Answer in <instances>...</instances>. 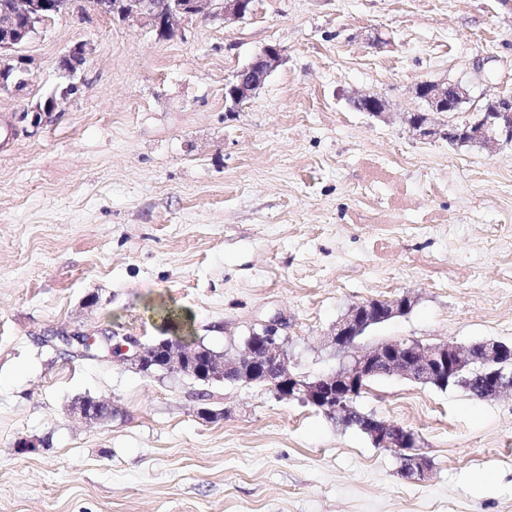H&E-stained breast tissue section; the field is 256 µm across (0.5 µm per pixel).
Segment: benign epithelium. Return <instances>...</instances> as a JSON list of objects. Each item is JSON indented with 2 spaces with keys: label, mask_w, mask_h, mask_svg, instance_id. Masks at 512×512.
<instances>
[{
  "label": "benign epithelium",
  "mask_w": 512,
  "mask_h": 512,
  "mask_svg": "<svg viewBox=\"0 0 512 512\" xmlns=\"http://www.w3.org/2000/svg\"><path fill=\"white\" fill-rule=\"evenodd\" d=\"M256 0H95L93 10L111 19H135L143 22L162 38H172L181 33L183 24L192 19L221 18L224 24L241 22L255 11ZM75 7V0H10L0 7V94H20L28 84L29 69L19 50L39 31L64 16ZM90 52L84 42L74 44L57 61L56 69L68 79L59 96L51 95L22 111V118L32 116L31 123H41L42 117L57 110L61 102L78 90L75 79L82 74ZM283 56L277 45H266L254 54L250 62L239 70L229 83L225 93L226 109L238 111L253 98L268 81L271 74L282 64ZM415 96L425 102L427 109L419 117L409 121L414 135L420 140L434 138L448 142L476 143L493 150L506 143L512 144V91L501 92L495 99L479 108L480 118L460 128L451 116L461 111L470 100L468 87L456 83L423 82L415 87ZM360 112L377 118L388 114L385 97L361 94L351 97ZM448 113L450 120L438 122L434 115ZM413 307L412 297L403 295L392 300H365L351 305L346 314L336 322L330 334L331 344L339 350H351L348 363L336 372L313 381L290 371L286 339L279 334L283 326L274 317L244 344L241 353L212 357L209 363L196 368L192 359L204 352L200 344H188L173 337L174 347L159 363L160 370L168 374L202 376L208 380H231L249 385L255 375L275 369L270 388L281 399H297L310 403L343 427L350 426L356 409V399L367 384L378 376H398L422 385L447 384L451 381L467 387L478 382L481 398H497L512 391V344L500 341L459 343L445 341L423 344L417 340H392L373 347L362 348L358 344L364 333L378 323L395 316L408 314ZM53 338L66 349L77 346L90 349L103 348L107 356L119 362H129L136 367L152 361L157 345L143 346L134 336H125L112 343V335L97 339L81 333L55 332ZM74 413L96 423L111 417L112 405L93 399L74 403ZM359 428L377 448H390L401 452L416 447V435L409 429L393 422L379 419L372 414H361ZM410 466L406 471L409 479L422 482L431 471L430 461L420 455L402 457Z\"/></svg>",
  "instance_id": "1"
}]
</instances>
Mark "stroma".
I'll list each match as a JSON object with an SVG mask.
<instances>
[{
    "mask_svg": "<svg viewBox=\"0 0 512 512\" xmlns=\"http://www.w3.org/2000/svg\"><path fill=\"white\" fill-rule=\"evenodd\" d=\"M79 41L78 91L40 125L21 119ZM268 44L283 65L227 111L226 82ZM23 53L28 85L0 95V512H512L511 396L371 381L357 407L418 433L431 461L413 483L396 452L310 404L228 382L203 403L190 377L43 342L110 331L234 355L279 316L290 369L314 379L344 357L328 333L350 305L401 295L410 313L363 346L512 342V145L421 141L406 122L421 82L469 86L460 123L512 89V11L256 0L245 21L198 19L165 40L87 5ZM357 92L384 96L388 118L356 111ZM368 158L407 190L395 223L355 221ZM430 211L441 225H420ZM83 397L111 403V420L74 415Z\"/></svg>",
    "mask_w": 512,
    "mask_h": 512,
    "instance_id": "1",
    "label": "stroma"
}]
</instances>
